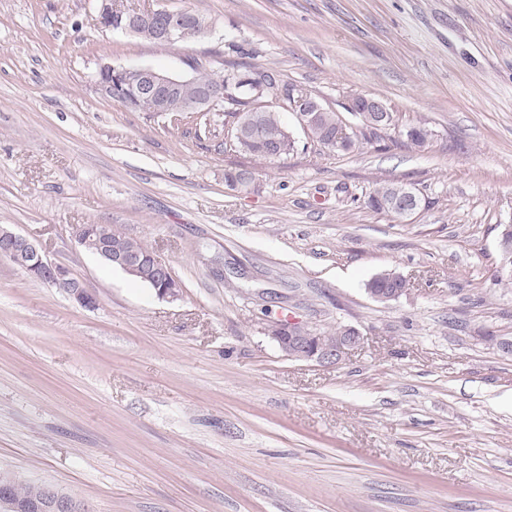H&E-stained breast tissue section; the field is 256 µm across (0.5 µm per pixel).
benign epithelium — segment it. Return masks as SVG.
I'll return each mask as SVG.
<instances>
[{"label":"benign epithelium","instance_id":"7a95c632","mask_svg":"<svg viewBox=\"0 0 512 512\" xmlns=\"http://www.w3.org/2000/svg\"><path fill=\"white\" fill-rule=\"evenodd\" d=\"M119 9L116 0H98V17L102 27L113 29L112 12ZM150 25L156 41L174 46L182 43L187 32V16L179 11L168 8H157L144 16L138 13L126 15V22L115 28L119 32L132 35L141 34L145 25ZM134 81L139 88L137 101H147L155 112L165 108L167 99L174 95L188 80L167 74L151 67L103 65L96 74V85L106 98L125 94L127 83ZM224 101V87L205 88L201 93L185 105V111L201 115L207 112H220ZM298 119L303 129H308L314 113L324 112L326 108L313 97H301L297 100ZM353 112H373L375 119L372 125L384 127L391 123L385 105L369 97L360 96L354 99L351 107ZM419 196L408 186L402 194L389 204V207L400 217H409L420 209ZM117 233L111 225H104L96 231L98 238V257L105 263L118 268L127 274L140 277L151 283L154 274L169 273L168 267L159 260H154L153 271H147L141 262L129 253L114 252L108 245L109 236ZM0 256L6 258L23 270L27 275L49 282L62 289L69 297L84 306L94 302L92 294L84 284L70 276L69 271L51 262L45 254L28 238L6 227L0 226ZM268 337L287 357L306 361L320 366H337L346 355L357 348L362 340L360 332L354 328L344 329L336 343L323 342L322 333L302 322H284L272 320L266 328ZM21 479L9 474L0 473V512H88V508L57 488L47 485L40 497L28 502H21L14 497V487Z\"/></svg>","mask_w":512,"mask_h":512}]
</instances>
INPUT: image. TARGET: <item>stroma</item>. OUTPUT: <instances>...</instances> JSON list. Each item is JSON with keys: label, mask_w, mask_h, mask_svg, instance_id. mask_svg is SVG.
<instances>
[{"label": "stroma", "mask_w": 512, "mask_h": 512, "mask_svg": "<svg viewBox=\"0 0 512 512\" xmlns=\"http://www.w3.org/2000/svg\"><path fill=\"white\" fill-rule=\"evenodd\" d=\"M207 15L167 46L102 27L94 0H0V225L82 281L84 307L0 258V472L92 512H512V0H119ZM273 74L298 142L272 162L101 96L100 65ZM308 95L353 129L328 150ZM430 130L421 148L404 133ZM256 187L228 190L224 170ZM385 180L421 199L365 205ZM112 224L182 283L171 300L75 240ZM409 283L382 304L365 284ZM289 315L363 341L335 367L267 337ZM297 108L301 127L305 131H307L309 127L308 135L325 148L336 151V153H347L356 147L357 135L354 132L345 136L340 146L336 145V141L339 140V135L336 136V122L339 121V117L336 112H328L329 109H326L315 98L308 96L300 97L297 100ZM311 112L323 113L316 115V118L310 125L312 119L315 117ZM352 112H364V115H367V112H374L375 113V119L372 121V125L379 128H385L387 127L389 123L392 121V117L389 115V111L385 107V105L374 99L369 97L360 96L354 99L351 107ZM362 125L366 128L370 129H378L373 126H371L366 117L362 114H357ZM390 126V125H388ZM420 206L419 196L410 186H407L399 197L387 205V207L395 211L396 215L403 218L415 214L420 209Z\"/></svg>", "instance_id": "stroma-1"}]
</instances>
